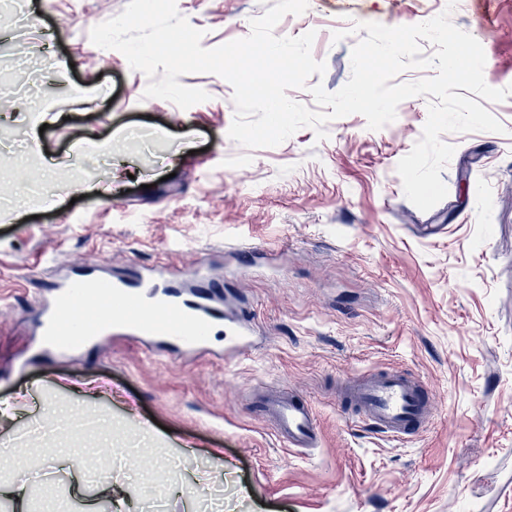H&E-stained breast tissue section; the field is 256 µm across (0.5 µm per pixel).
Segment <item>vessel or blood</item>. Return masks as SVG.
<instances>
[{"mask_svg": "<svg viewBox=\"0 0 512 512\" xmlns=\"http://www.w3.org/2000/svg\"><path fill=\"white\" fill-rule=\"evenodd\" d=\"M182 271L167 259L134 281H115L90 273L76 274L52 283L49 298L37 316L45 342L61 354L80 348L92 338L134 336L188 353L206 352L216 326L224 328L225 348L246 352L256 323L244 306L223 313L202 295L176 289L173 278ZM112 300L111 309L92 318L61 322V306L84 301L88 294ZM343 399L357 416L391 439L407 440L431 417L434 407L422 384L402 370L374 372L347 380ZM256 411L272 423L292 448H312L317 443L312 406L297 394L261 398Z\"/></svg>", "mask_w": 512, "mask_h": 512, "instance_id": "obj_1", "label": "vessel or blood"}]
</instances>
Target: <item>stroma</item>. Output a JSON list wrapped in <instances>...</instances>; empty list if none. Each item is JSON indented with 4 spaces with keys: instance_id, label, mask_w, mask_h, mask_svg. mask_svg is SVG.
<instances>
[{
    "instance_id": "35a3bbf8",
    "label": "stroma",
    "mask_w": 512,
    "mask_h": 512,
    "mask_svg": "<svg viewBox=\"0 0 512 512\" xmlns=\"http://www.w3.org/2000/svg\"><path fill=\"white\" fill-rule=\"evenodd\" d=\"M128 0H0V89L24 110L0 117V446L29 438L43 464L55 453L31 429L75 408L119 434L149 427L178 459L176 473L134 477L130 512H189L179 485L207 471L224 512H512V96L486 108L494 132L446 133L448 194L421 211L396 171L420 139L429 99H406L395 121H330L274 147L230 140L233 88L212 73L180 76L207 101L183 110L144 98L145 74L95 46L92 27ZM277 0H177L211 49L249 35ZM441 0H309L278 37L315 32L328 92L351 76L356 22H425ZM452 23L486 55L484 78L512 85V0H457ZM344 32L334 41L336 32ZM108 67H99L100 57ZM228 238L258 252L248 273ZM212 268L243 295L263 336L228 357L216 332L207 356L149 357L131 337L65 356L39 348L33 271L81 262L117 277L160 257ZM404 368L426 385L435 415L399 443L346 416L342 380ZM296 392L317 412L321 444L287 447L254 398ZM79 512L67 473L30 492Z\"/></svg>"
}]
</instances>
